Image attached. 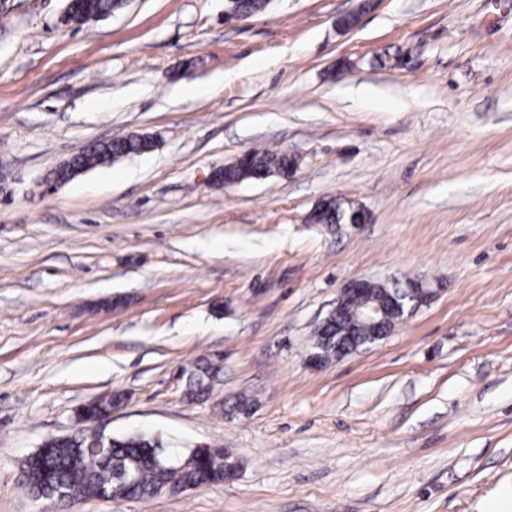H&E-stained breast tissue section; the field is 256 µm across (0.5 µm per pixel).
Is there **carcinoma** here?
Wrapping results in <instances>:
<instances>
[{"mask_svg": "<svg viewBox=\"0 0 512 512\" xmlns=\"http://www.w3.org/2000/svg\"><path fill=\"white\" fill-rule=\"evenodd\" d=\"M81 22L102 19L119 9L118 0H79ZM154 143L145 135L133 134L117 141L99 142L78 155L83 169L114 163L130 154L152 151ZM297 156L286 151L252 150L245 163H230L219 168L216 182L224 186L249 179L286 174ZM349 202L329 198L317 210L316 223L341 224ZM331 319L314 336L313 345L332 349L338 330ZM224 375L219 356H203L185 367L183 394L187 401L206 399ZM90 429L46 439L40 448L21 462L25 490L40 500L54 501L60 492L70 491L71 501L86 498L107 500L149 499L162 493H179L189 486L210 485L228 479L238 463L223 448L198 445L177 453L175 461L154 456L155 442L144 436L117 437L99 451L88 447Z\"/></svg>", "mask_w": 512, "mask_h": 512, "instance_id": "1", "label": "carcinoma"}]
</instances>
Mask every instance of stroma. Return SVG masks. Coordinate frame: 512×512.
<instances>
[{
    "label": "stroma",
    "instance_id": "obj_1",
    "mask_svg": "<svg viewBox=\"0 0 512 512\" xmlns=\"http://www.w3.org/2000/svg\"><path fill=\"white\" fill-rule=\"evenodd\" d=\"M65 4L0 0V512H481L512 485V0H270L233 23L226 0H127L68 27ZM132 133L154 150L53 185ZM251 149L300 166L212 182ZM329 197L366 222L308 223ZM357 277L436 295L310 365ZM212 354L221 384L187 402L177 370ZM110 393L106 433L226 448L237 476L34 501L21 459Z\"/></svg>",
    "mask_w": 512,
    "mask_h": 512
}]
</instances>
